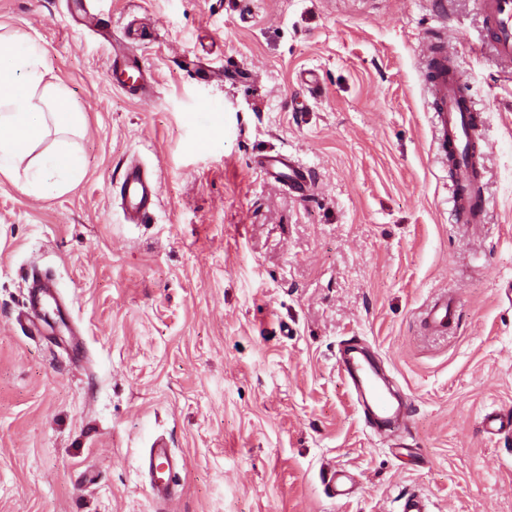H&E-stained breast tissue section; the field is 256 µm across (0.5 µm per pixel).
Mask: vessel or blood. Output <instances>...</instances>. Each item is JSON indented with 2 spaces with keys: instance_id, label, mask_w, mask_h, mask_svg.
I'll return each mask as SVG.
<instances>
[{
  "instance_id": "vessel-or-blood-1",
  "label": "vessel or blood",
  "mask_w": 512,
  "mask_h": 512,
  "mask_svg": "<svg viewBox=\"0 0 512 512\" xmlns=\"http://www.w3.org/2000/svg\"><path fill=\"white\" fill-rule=\"evenodd\" d=\"M480 9L491 33L490 45L500 60L512 66V0H480ZM430 74L428 93L432 99L437 132V150L453 175L452 202L455 221L477 224L486 208L480 191L477 169L483 156L474 119V107L467 95L456 60L446 46L433 42L426 45ZM113 85L129 95H145L150 84L146 69L130 58L123 45L113 44L112 66L106 73ZM253 164L274 186H285L297 196L309 197L315 187L310 170L291 155H261ZM121 204L127 221L136 223L147 215L159 198L157 180L141 165H128L119 180ZM456 301L447 297L436 301L429 313L431 327H447L454 315ZM338 368L353 389L359 404L370 411V425L384 434L406 425L411 404L394 398L365 357L355 348H345ZM486 434L512 432V412L492 411L482 419ZM177 466L164 441H155L149 452L150 486L155 499L168 500L175 487L172 474Z\"/></svg>"
}]
</instances>
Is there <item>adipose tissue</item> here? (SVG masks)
I'll return each instance as SVG.
<instances>
[{
  "label": "adipose tissue",
  "mask_w": 512,
  "mask_h": 512,
  "mask_svg": "<svg viewBox=\"0 0 512 512\" xmlns=\"http://www.w3.org/2000/svg\"><path fill=\"white\" fill-rule=\"evenodd\" d=\"M42 59L27 36L0 34V172L15 176L36 166L55 175L52 189L62 192L83 174L68 138L83 132L84 117L62 86L49 80ZM51 135L54 148L34 156Z\"/></svg>",
  "instance_id": "1"
}]
</instances>
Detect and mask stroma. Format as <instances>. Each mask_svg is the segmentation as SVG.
<instances>
[{
  "instance_id": "35a3bbf8",
  "label": "stroma",
  "mask_w": 512,
  "mask_h": 512,
  "mask_svg": "<svg viewBox=\"0 0 512 512\" xmlns=\"http://www.w3.org/2000/svg\"><path fill=\"white\" fill-rule=\"evenodd\" d=\"M0 0L86 117L83 178L48 197L0 173V512H512V66L478 0ZM97 25H78L83 13ZM442 32L486 153L482 224L455 223L428 61ZM151 75L113 88L109 37ZM313 73L314 86L302 73ZM288 153L312 197L252 160ZM160 183L128 223V163ZM71 316L32 332V270ZM445 334L423 328L441 293ZM362 342L411 400L366 424L337 368ZM182 462L159 508L142 460ZM352 494L332 496L326 473ZM484 432L488 435H497L503 432H512V412L492 411L482 419Z\"/></svg>"
}]
</instances>
